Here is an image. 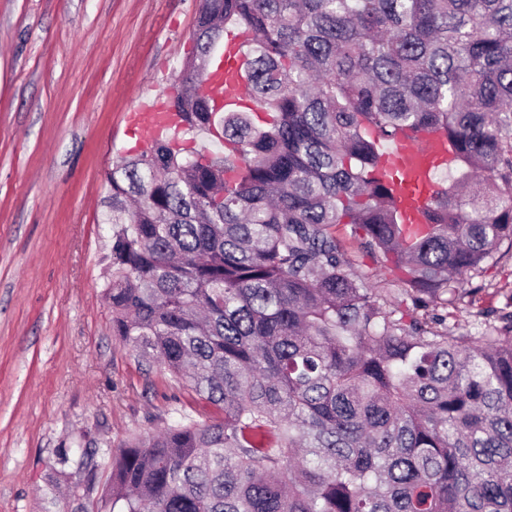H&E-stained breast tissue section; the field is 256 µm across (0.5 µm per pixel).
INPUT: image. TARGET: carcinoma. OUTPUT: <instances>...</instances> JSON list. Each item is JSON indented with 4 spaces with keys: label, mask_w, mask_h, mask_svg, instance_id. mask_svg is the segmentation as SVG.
<instances>
[{
    "label": "carcinoma",
    "mask_w": 512,
    "mask_h": 512,
    "mask_svg": "<svg viewBox=\"0 0 512 512\" xmlns=\"http://www.w3.org/2000/svg\"><path fill=\"white\" fill-rule=\"evenodd\" d=\"M230 32L261 123L194 91ZM191 40L174 105L224 150L113 164L103 293L222 418L62 452L44 512H512V312L456 332L445 298L512 251V0H200ZM430 132L456 176L408 234L375 170Z\"/></svg>",
    "instance_id": "obj_1"
}]
</instances>
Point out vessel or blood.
<instances>
[{
    "label": "vessel or blood",
    "instance_id": "b4317fda",
    "mask_svg": "<svg viewBox=\"0 0 512 512\" xmlns=\"http://www.w3.org/2000/svg\"><path fill=\"white\" fill-rule=\"evenodd\" d=\"M241 55L237 44H230L224 51V81L213 85L214 96L225 105L246 104L243 86L237 79ZM134 129L150 135L159 134L161 128L179 125L178 113L168 112L155 99L138 103L127 115ZM453 152L444 134L401 136L393 147L383 152L377 177L393 190L406 223L420 224L434 189L433 175L451 163Z\"/></svg>",
    "mask_w": 512,
    "mask_h": 512
}]
</instances>
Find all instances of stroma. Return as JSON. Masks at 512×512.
I'll return each instance as SVG.
<instances>
[{
	"label": "stroma",
	"mask_w": 512,
	"mask_h": 512,
	"mask_svg": "<svg viewBox=\"0 0 512 512\" xmlns=\"http://www.w3.org/2000/svg\"><path fill=\"white\" fill-rule=\"evenodd\" d=\"M199 0H0V512H43L62 449L120 448L179 414L220 411L112 334L105 174L134 144L126 115L169 92ZM448 325L512 299V256L468 276Z\"/></svg>",
	"instance_id": "obj_1"
}]
</instances>
